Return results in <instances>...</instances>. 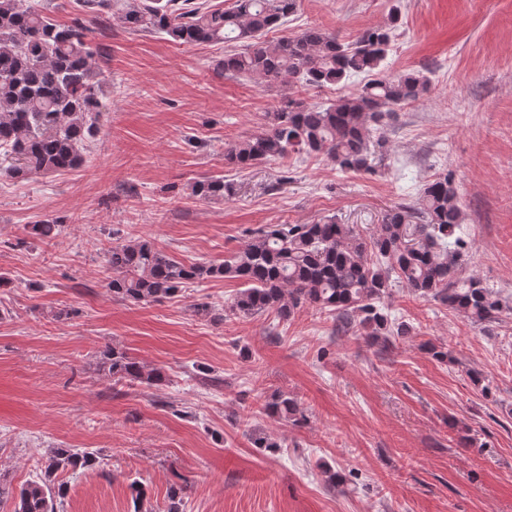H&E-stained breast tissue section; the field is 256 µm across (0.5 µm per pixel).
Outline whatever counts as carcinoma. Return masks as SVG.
<instances>
[{
    "mask_svg": "<svg viewBox=\"0 0 512 512\" xmlns=\"http://www.w3.org/2000/svg\"><path fill=\"white\" fill-rule=\"evenodd\" d=\"M113 5L112 18L125 30L154 31L187 45L241 44L239 51L224 56L226 74L317 88L356 75L367 78L358 92L326 106L283 98L269 115L268 129L226 149L225 161L238 168L298 152L326 155L341 171L374 172L383 161L385 143L373 140V131L396 108L428 90L427 78L418 73L384 72L391 43L387 29H368L352 43L317 27L268 39L297 11L298 0H234L228 9L205 0H114ZM90 33L80 18L57 24L30 0H0V154L9 178L23 180L83 164L100 131L104 83L92 65ZM195 193L222 199L232 195L233 187L216 178L198 182ZM462 223L456 188L445 174L425 184L417 206L388 210L367 241L349 225L330 219L259 229L220 264L183 263L148 239L115 244L106 252L113 273L109 288L124 301L155 303L197 281L238 279L246 288L227 307L233 315L272 311L286 320L295 310L313 306L336 313L338 330L360 325L371 343H386L407 334L385 314L384 300L395 282L473 323L491 322L500 314L499 299L480 278L458 275L468 246ZM101 360L116 383L156 386L166 380L163 369H147L113 348L103 350ZM266 409L280 419L305 420L285 394L267 402ZM95 462L89 451L54 447L40 476L19 492L0 483V504L12 501V512H57V501L68 490L58 474L85 470Z\"/></svg>",
    "mask_w": 512,
    "mask_h": 512,
    "instance_id": "cac0c4a2",
    "label": "carcinoma"
}]
</instances>
